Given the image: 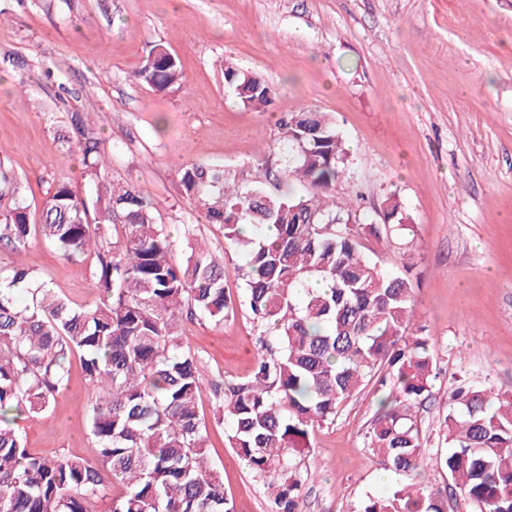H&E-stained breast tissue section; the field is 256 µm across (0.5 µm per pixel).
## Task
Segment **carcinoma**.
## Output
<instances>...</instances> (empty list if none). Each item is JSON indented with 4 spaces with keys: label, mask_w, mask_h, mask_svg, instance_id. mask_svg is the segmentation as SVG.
Listing matches in <instances>:
<instances>
[{
    "label": "carcinoma",
    "mask_w": 512,
    "mask_h": 512,
    "mask_svg": "<svg viewBox=\"0 0 512 512\" xmlns=\"http://www.w3.org/2000/svg\"><path fill=\"white\" fill-rule=\"evenodd\" d=\"M219 68L244 107L263 112L272 104L276 90L261 76L224 59ZM135 79L167 94L187 85L180 57L162 43L152 45ZM279 128L288 146L281 176L300 186L296 194L243 187L222 165L191 163L178 177L205 220L222 225L225 241L242 252L246 305L275 332L260 341L249 380L213 385L230 447L272 490L269 512H301L300 455L311 431L370 383L386 386L383 367L393 386L367 447L384 470L419 475L425 444L414 408L430 395L436 365L426 337L405 335L411 257L395 271L380 269L359 248L356 214L334 202L349 157L336 122L310 109L283 115ZM57 136L65 150L77 149L94 208L60 180L32 210L0 168V199L12 200L0 240L16 249L36 235L72 263L94 252L90 279L105 302L75 306L23 264L0 262V512H90L105 488L110 512H235L206 457L198 356L180 338L185 313L217 322L228 315L224 260L193 243L182 263L171 261L175 240L148 198L110 176L85 114H73ZM400 209L388 198L382 224L364 228L382 240ZM313 280L326 288L309 287ZM19 288L29 301L17 300ZM75 352L93 388L86 416L95 463L33 454L16 428L22 416L54 406ZM441 430L448 452L435 464L459 496L479 512H512V393L455 386ZM358 512H447V505L429 484L399 480L367 496Z\"/></svg>",
    "instance_id": "1"
}]
</instances>
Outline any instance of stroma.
<instances>
[{"instance_id": "stroma-1", "label": "stroma", "mask_w": 512, "mask_h": 512, "mask_svg": "<svg viewBox=\"0 0 512 512\" xmlns=\"http://www.w3.org/2000/svg\"><path fill=\"white\" fill-rule=\"evenodd\" d=\"M159 41L183 62V93L134 78ZM222 57L276 89L268 111L245 108L226 89L214 65ZM306 107L332 113L349 145L338 206L376 224L393 194L412 228L390 230L381 243L365 232L359 240L384 270L412 255L410 328L423 330L440 370L417 408L428 439L422 477L449 496L434 458L445 449L439 425L454 377L512 392V0H0V167L34 208L59 178L93 195L79 155L64 153L56 134L72 113H89L112 177L149 197L179 241L172 261L192 239L224 259L233 312L220 323L182 322L183 345L206 378L247 380L266 329L244 304L240 259L223 228L204 221L177 173L218 164L245 185L289 192L277 121ZM14 259L73 304H101L89 276L95 255L74 264L38 238L17 252L0 242V260ZM91 393L72 356L54 407L19 423L30 452L95 459L84 414ZM380 398L366 387L312 431L303 512H356L395 483L366 445ZM199 415L208 460L236 512H269L267 492L228 446L229 423L211 391Z\"/></svg>"}]
</instances>
